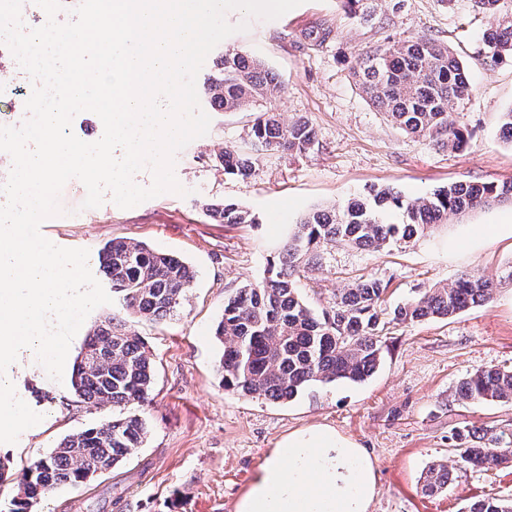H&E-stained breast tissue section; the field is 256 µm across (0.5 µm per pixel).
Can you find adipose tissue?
<instances>
[{"label": "adipose tissue", "mask_w": 512, "mask_h": 512, "mask_svg": "<svg viewBox=\"0 0 512 512\" xmlns=\"http://www.w3.org/2000/svg\"><path fill=\"white\" fill-rule=\"evenodd\" d=\"M377 492L366 448L316 424L278 442L234 512H370Z\"/></svg>", "instance_id": "1"}]
</instances>
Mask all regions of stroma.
<instances>
[{
    "label": "stroma",
    "mask_w": 512,
    "mask_h": 512,
    "mask_svg": "<svg viewBox=\"0 0 512 512\" xmlns=\"http://www.w3.org/2000/svg\"><path fill=\"white\" fill-rule=\"evenodd\" d=\"M373 7L369 25L339 0H304L273 21L229 12V23L245 21L249 28L217 45L197 76L204 85L228 48L264 62L282 85L276 102L282 122L313 126L309 152L266 154L250 176L226 174L216 157L247 149L255 115L212 109L207 135L176 155L175 175L188 196L164 193L130 209L107 198L87 209L80 180L63 187L65 223L40 227L53 244L95 254L114 238L141 242L180 256L195 279L173 316L133 322L155 367L148 402L127 407L150 425L143 445L117 469L57 488L40 512H234L278 442L312 424L358 440L374 457L378 493L371 512H467L478 499L512 498V467L467 466L452 451V435L463 426L512 434V403L456 398L468 375L512 368V239L473 243L467 236L471 224L512 225L510 203L449 215L418 241L389 249L326 248L321 267L300 276L301 295L316 310L361 278L387 283L382 307L388 311L465 272L496 282L486 303L456 316L388 324L381 365L366 380L314 385L282 403L224 390L215 372L222 345L214 331L226 289L262 280L268 259L309 211L382 185L417 200L452 182L512 181V144L500 135L501 115L512 110V58L490 62L481 37L491 18L474 14L470 0H374ZM316 27L331 31L320 46L303 36ZM422 36L446 44L467 70L472 94L452 116L468 135L463 149L441 150L393 126L347 64L366 47ZM224 201L248 209L255 223L211 220L207 204ZM8 371L18 397L43 419L16 443H0L9 473L0 483V512H9L17 481L35 459L112 415L76 397L70 378L50 379L29 351H20ZM442 463L452 483L425 495V471Z\"/></svg>",
    "instance_id": "1"
}]
</instances>
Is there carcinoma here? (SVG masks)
I'll use <instances>...</instances> for the list:
<instances>
[{
    "mask_svg": "<svg viewBox=\"0 0 512 512\" xmlns=\"http://www.w3.org/2000/svg\"><path fill=\"white\" fill-rule=\"evenodd\" d=\"M364 24L373 22L368 0H342ZM473 11L490 15L495 27L482 34L491 60L512 54V0H471ZM351 71L363 93L403 132L434 146L459 150L466 144L451 114L463 111L471 85L466 71L447 46L426 37L397 41L384 49L352 54ZM209 104L226 112L257 110L251 141L267 152L305 153L315 142L307 122L284 124L275 112L281 92L276 76L261 62L234 49L224 50L217 72L206 84ZM224 172L247 175L252 157L226 150L218 157ZM512 201L511 182L452 183L429 196L410 201L386 185L331 210H314L296 225L267 276L257 283L230 288L215 335L223 345L216 373L226 390L243 396L287 402L304 388L335 381L361 382L382 360V297L387 285L363 279L315 313L299 296L293 277L313 271L330 245L384 249L424 236L448 215ZM209 215L224 224H254L247 209L211 204ZM99 271L111 283L118 308L128 316L160 322L172 316L191 287L195 274L180 257L142 243L115 239L99 253ZM494 281L471 274L448 286L430 288L391 312L396 322L447 318L487 301ZM153 369L147 344L131 321L116 314L90 332L77 362L72 388L79 398L112 409V417L73 433L34 460L19 479L11 512H37L30 492L43 498L60 485L77 486L90 467L117 466L141 447L149 427L125 407L148 400ZM462 402H512V369L489 368L462 380ZM459 461L473 467L511 465L512 440L503 435L462 427L453 434ZM451 476L442 465L430 466L422 488L428 495L448 488ZM468 512H512V501L488 498Z\"/></svg>",
    "mask_w": 512,
    "mask_h": 512,
    "instance_id": "obj_1",
    "label": "carcinoma"
}]
</instances>
